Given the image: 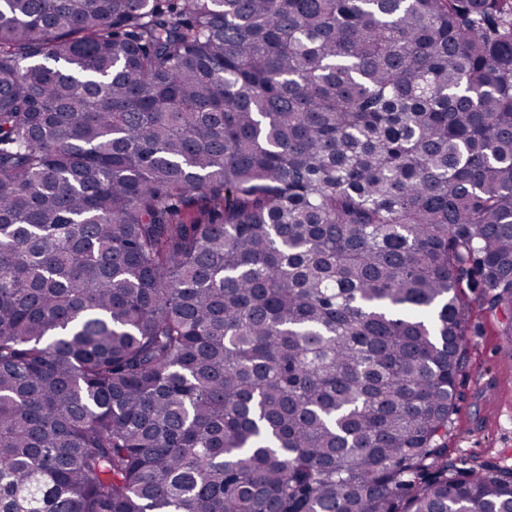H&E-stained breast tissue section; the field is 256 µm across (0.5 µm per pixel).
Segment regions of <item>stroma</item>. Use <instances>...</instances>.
Here are the masks:
<instances>
[{
  "mask_svg": "<svg viewBox=\"0 0 512 512\" xmlns=\"http://www.w3.org/2000/svg\"><path fill=\"white\" fill-rule=\"evenodd\" d=\"M467 362L457 379L456 409L448 425V453L512 467V341L501 315L472 296Z\"/></svg>",
  "mask_w": 512,
  "mask_h": 512,
  "instance_id": "obj_1",
  "label": "stroma"
}]
</instances>
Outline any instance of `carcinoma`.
I'll list each match as a JSON object with an SVG mask.
<instances>
[{
  "label": "carcinoma",
  "instance_id": "cac0c4a2",
  "mask_svg": "<svg viewBox=\"0 0 512 512\" xmlns=\"http://www.w3.org/2000/svg\"><path fill=\"white\" fill-rule=\"evenodd\" d=\"M472 293L512 0H0V512H512ZM470 297L474 314L448 424V454L512 467V339L501 335L499 312H486L483 299Z\"/></svg>",
  "mask_w": 512,
  "mask_h": 512
}]
</instances>
